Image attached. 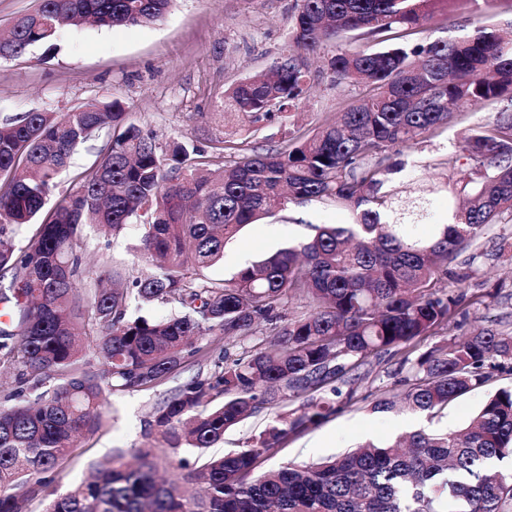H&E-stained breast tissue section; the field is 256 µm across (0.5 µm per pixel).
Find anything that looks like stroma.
Returning a JSON list of instances; mask_svg holds the SVG:
<instances>
[{"mask_svg": "<svg viewBox=\"0 0 512 512\" xmlns=\"http://www.w3.org/2000/svg\"><path fill=\"white\" fill-rule=\"evenodd\" d=\"M293 3L174 0L169 12L149 27L87 25L62 30L52 44L0 58V115L64 113L86 102L117 100L124 105L129 122L158 139L188 134L206 146L213 139L225 138L229 159L234 156L233 146L242 142L260 146L313 133L360 96L355 86L336 90L326 67L336 49L361 47L358 38L344 36L312 56L309 91L297 109L277 114L257 128L237 121L223 126L213 115L225 89L266 68L284 46ZM509 20L512 12L498 6L464 15L443 10L421 28L419 37L426 42L446 40L463 28L496 26ZM495 112V107L478 106L454 114L447 126L419 141L399 145L405 169L394 176L393 187L405 189L414 178L429 185L434 164L454 157L468 128L492 118ZM350 220L349 211L333 206L287 207L246 225L236 239L225 244L223 261L210 267L207 275L215 281L231 278L256 257L305 240L314 226ZM141 235L135 224L114 236L88 233L83 245L87 269L119 263L129 277L139 276L147 268L138 256ZM441 286L463 293L448 327L422 339L409 353H384L371 359L349 383L351 400L338 403L335 413L317 426L288 438L262 461V469L316 461L367 439H394L419 427L454 431L470 420L487 396L512 387V361H508L481 387L449 403L439 417L372 411L375 400L403 391L405 380L414 375L413 361L420 352L483 327L512 336V249L494 260H476L464 287L450 279L442 280ZM210 368V362L191 358L151 388L108 394L101 428L81 440L48 488L47 499L65 494L87 474L90 463L118 450L129 453L148 446L144 429L155 408L179 386ZM47 499L29 502L26 512H44Z\"/></svg>", "mask_w": 512, "mask_h": 512, "instance_id": "obj_1", "label": "stroma"}]
</instances>
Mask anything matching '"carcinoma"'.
Instances as JSON below:
<instances>
[{
	"label": "carcinoma",
	"instance_id": "obj_1",
	"mask_svg": "<svg viewBox=\"0 0 512 512\" xmlns=\"http://www.w3.org/2000/svg\"><path fill=\"white\" fill-rule=\"evenodd\" d=\"M172 0H38L0 39V57L48 44L65 28L91 20L104 27L150 25ZM496 0H295L288 41L269 66L224 91L217 115L251 124L291 111L308 92L307 55L343 34L385 44L379 50L339 48L327 66L338 87L361 97L310 136L290 137L263 153L236 147L238 157L212 169L216 140L159 142L126 123L122 104L87 103L62 115L28 112L0 118V271L16 288L0 289V370L22 369L39 390L5 396L0 409V512H22L45 496L80 439L101 424L105 388L153 387L183 359L209 354L206 336L246 339L265 325L276 348H255L180 386L150 424L166 448L199 450L186 485L160 480L148 450L136 462L123 454L91 467L90 478L51 500L45 512H509L512 474L490 465L512 457V388L490 396L462 429H418L395 441H368L309 465L256 472L259 461L290 435L336 411L345 376L391 349L412 348L456 313L458 299L438 287H463L449 269L478 247L492 224L512 221V111L468 129L460 154L426 192L405 197L388 189L405 163L394 147L443 125L454 112L512 100V23L479 27L446 41L395 42L450 12H476ZM107 136L77 189L51 210L45 205L76 150ZM448 189V222L434 194ZM320 202L346 209L348 224H325L305 241L253 261L216 282L205 271L247 224L290 204ZM136 223L150 268L132 285L103 268L87 280L85 228L117 234ZM434 224L429 239L417 224ZM36 225L25 248L17 232ZM305 311L290 313L293 301ZM160 303L165 319L131 314ZM512 361V336L483 328L421 354L399 409L437 417L448 402L482 385L487 368ZM330 388L280 413L245 447L223 456L204 449L263 410Z\"/></svg>",
	"mask_w": 512,
	"mask_h": 512
}]
</instances>
